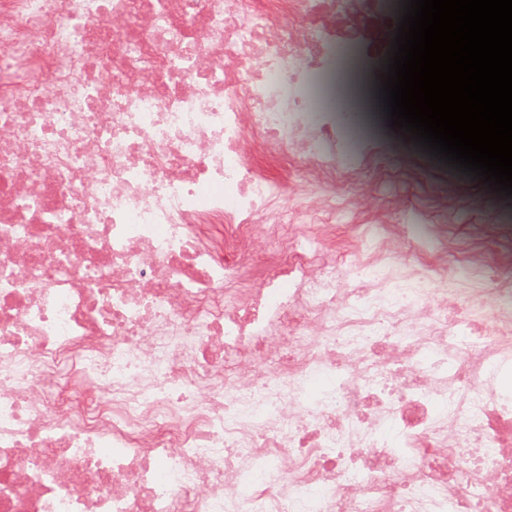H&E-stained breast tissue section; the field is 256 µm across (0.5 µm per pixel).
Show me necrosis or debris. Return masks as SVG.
Masks as SVG:
<instances>
[{
    "label": "necrosis or debris",
    "mask_w": 512,
    "mask_h": 512,
    "mask_svg": "<svg viewBox=\"0 0 512 512\" xmlns=\"http://www.w3.org/2000/svg\"><path fill=\"white\" fill-rule=\"evenodd\" d=\"M398 14L0 0V512H512V199L430 224ZM495 201L486 199L483 205L459 204L447 214L434 213L432 220L436 224L448 225V230L458 238H465L472 228L478 226L488 227L493 224L488 221V213L494 208Z\"/></svg>",
    "instance_id": "1"
}]
</instances>
